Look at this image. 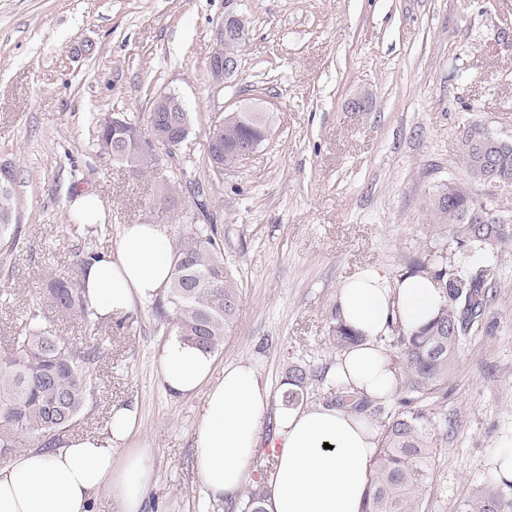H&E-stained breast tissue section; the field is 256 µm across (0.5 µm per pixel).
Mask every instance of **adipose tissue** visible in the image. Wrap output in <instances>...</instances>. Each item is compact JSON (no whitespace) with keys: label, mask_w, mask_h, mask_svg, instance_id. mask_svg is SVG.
<instances>
[{"label":"adipose tissue","mask_w":512,"mask_h":512,"mask_svg":"<svg viewBox=\"0 0 512 512\" xmlns=\"http://www.w3.org/2000/svg\"><path fill=\"white\" fill-rule=\"evenodd\" d=\"M172 246L165 226L123 225L111 255L87 271L85 297L103 319L148 304L168 287ZM443 297L428 274L391 279L366 268L344 281L337 294L342 320L361 333L343 352L336 381L372 399L390 398L398 371L381 344L389 322L419 329L437 314ZM161 385L173 394H203L194 433L197 474L215 497L235 495L253 458L269 400L254 365L225 366L212 381V353L170 337L159 352ZM271 445L276 465L267 480V512H360L377 447L374 423L325 404L281 405ZM135 412L112 413L108 438L83 435L49 451L28 449L0 465V512H89L100 488H109L122 512H140L143 491L154 477L148 449L131 447Z\"/></svg>","instance_id":"adipose-tissue-1"}]
</instances>
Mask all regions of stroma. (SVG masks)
Returning <instances> with one entry per match:
<instances>
[{
	"instance_id": "obj_1",
	"label": "stroma",
	"mask_w": 512,
	"mask_h": 512,
	"mask_svg": "<svg viewBox=\"0 0 512 512\" xmlns=\"http://www.w3.org/2000/svg\"><path fill=\"white\" fill-rule=\"evenodd\" d=\"M230 13L247 18L248 35L238 73L218 87L207 62ZM159 92L183 99L192 131L174 158L133 177L98 154L97 125L143 114ZM363 92L372 102L354 111ZM248 106L272 112L271 132L218 175L206 134ZM474 121L512 138V0H0V165L18 201L0 248V355L53 277L79 256L111 254L122 225L154 222L148 203L171 179L178 210L190 211L197 181L240 287L213 377L255 361L274 417L289 362L336 359L327 330L340 285L366 266L398 277L427 251L422 205L437 184L465 178L457 134ZM86 194L104 223L75 219ZM494 281L448 396L430 409L437 446L422 512H457L512 443V247ZM46 316L57 334L109 351L67 434H104L113 409L135 408L133 445L154 469L141 512H239L238 498H208L195 472L203 394L159 384L171 328L154 304L109 320Z\"/></svg>"
}]
</instances>
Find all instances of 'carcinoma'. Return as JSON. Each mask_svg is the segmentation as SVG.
<instances>
[{"mask_svg":"<svg viewBox=\"0 0 512 512\" xmlns=\"http://www.w3.org/2000/svg\"><path fill=\"white\" fill-rule=\"evenodd\" d=\"M157 100L150 101V105ZM159 105V104H157ZM155 113L148 135L158 137L172 127L192 130L191 113ZM273 117L269 112L246 109L227 112L219 136L224 157L234 149L261 145L268 137ZM492 133L473 122L458 134L459 151L467 179L436 186L425 201L436 238L419 261V271L433 274L443 292L437 316L422 328L407 332L394 327L398 352L388 353L400 370L399 410L348 390L330 376L332 363H293L288 368L284 402L297 405L310 387L328 384L339 407H348L380 424L378 448L369 489L361 512H421L432 472L428 459L436 447L429 427L428 405L448 397V382L455 372L463 337L479 321L487 303L486 269L478 265L495 258L498 249L512 244V214L505 213L474 186L512 183V147L488 146ZM96 145L100 153L139 176L153 168L157 158H147L136 141L112 138V123L101 119ZM13 173L0 185V234L13 223L16 197ZM196 216L169 215L185 225L173 249V268L165 299L156 304L174 335L211 353L224 346V337L236 317L240 288L218 240L215 224H199L196 217L210 218L207 189H193ZM459 254L455 272H448V240ZM93 257H80L74 269L54 277L46 288L57 308L81 317L92 314L84 298L83 279ZM329 341L341 352L358 344L360 334L346 325L339 310L332 313ZM108 355L100 344L73 342L58 335L34 304L24 330L12 338V347L0 357V455L21 449L51 450L63 442L73 420L85 412L94 397V373ZM263 480L247 488L243 512H266ZM458 512H512V500L499 492L495 482L485 481L459 502Z\"/></svg>","mask_w":512,"mask_h":512,"instance_id":"carcinoma-1","label":"carcinoma"}]
</instances>
